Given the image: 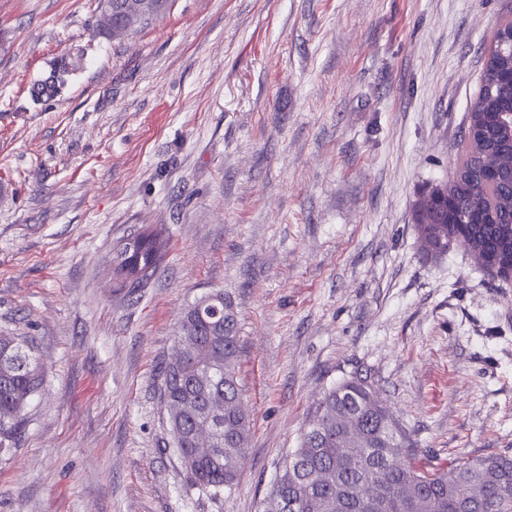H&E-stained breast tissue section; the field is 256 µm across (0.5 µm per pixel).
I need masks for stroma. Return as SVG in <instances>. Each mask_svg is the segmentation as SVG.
I'll return each mask as SVG.
<instances>
[{
    "mask_svg": "<svg viewBox=\"0 0 512 512\" xmlns=\"http://www.w3.org/2000/svg\"><path fill=\"white\" fill-rule=\"evenodd\" d=\"M512 0H173L99 34L100 0H0V335L41 390L0 439V512H264L324 393L365 379L419 459L512 455V281L425 258ZM83 52L32 101L51 61ZM162 227L149 284L112 245ZM221 291L251 434L218 498L160 403L185 309ZM81 61V55L70 57L69 60L62 58L54 61L50 65L49 75L32 85V99L39 101L43 96L53 97L61 93L67 84L68 77L80 68Z\"/></svg>",
    "mask_w": 512,
    "mask_h": 512,
    "instance_id": "stroma-1",
    "label": "stroma"
}]
</instances>
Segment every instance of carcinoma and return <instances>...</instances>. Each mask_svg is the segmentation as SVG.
Returning <instances> with one entry per match:
<instances>
[{
    "instance_id": "carcinoma-1",
    "label": "carcinoma",
    "mask_w": 512,
    "mask_h": 512,
    "mask_svg": "<svg viewBox=\"0 0 512 512\" xmlns=\"http://www.w3.org/2000/svg\"><path fill=\"white\" fill-rule=\"evenodd\" d=\"M512 24L505 13L485 51L479 91L468 116L487 127L480 138L464 137L448 196L425 198L415 214L428 256L441 257L455 236L465 233L476 254L512 256V128L494 121L512 112V59L493 46ZM82 56L56 60L49 75L32 85V99L53 97L80 68ZM491 154L498 162L491 180L474 177L478 161ZM166 241L145 228L115 247V287H145L164 258ZM224 293L198 308L189 306L182 323L192 332L178 339L165 364L161 400L181 405L170 420L179 431L175 447L191 483L219 497L232 489L245 455L250 421L240 404L237 379L239 336L235 318L224 312ZM42 381V367L31 348L0 336V435L12 433ZM212 419L208 448L198 447L197 432ZM266 512H512V456H459L452 474L423 465L406 447V434L391 410L375 399L367 381L352 376L336 383L318 404L269 499Z\"/></svg>"
}]
</instances>
